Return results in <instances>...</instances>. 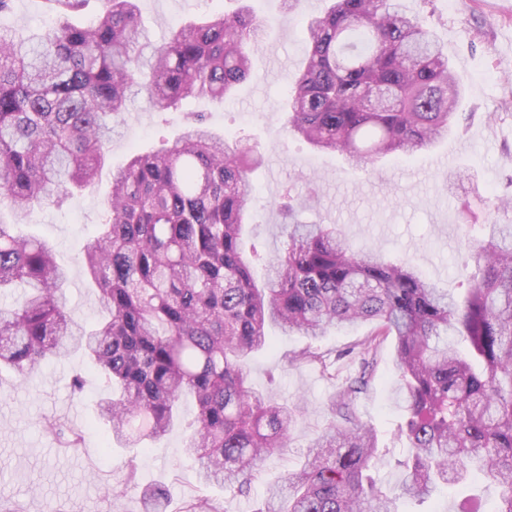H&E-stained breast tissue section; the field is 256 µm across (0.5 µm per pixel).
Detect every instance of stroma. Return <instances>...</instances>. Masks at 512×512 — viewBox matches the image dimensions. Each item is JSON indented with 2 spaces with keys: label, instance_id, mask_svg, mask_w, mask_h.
Listing matches in <instances>:
<instances>
[{
  "label": "stroma",
  "instance_id": "1",
  "mask_svg": "<svg viewBox=\"0 0 512 512\" xmlns=\"http://www.w3.org/2000/svg\"><path fill=\"white\" fill-rule=\"evenodd\" d=\"M448 51V59L465 87L459 110L463 119L447 138L408 157H388L353 169L333 151L312 149L286 136L282 105L304 51V25L327 0H300L286 11L281 0H249L258 17L273 18L258 43L249 77L232 100H188L176 112L150 109L143 97L128 104L112 136L107 165L94 186L60 205L37 207L18 230L49 241L69 274L67 297L72 316L93 323L98 296L78 256L104 222V199L112 172L123 166L133 148L170 146L193 112L206 113L216 131L252 147L248 171L254 187L246 237L261 257L283 249L286 237L276 203L284 193L314 196L308 222L339 225L358 249H377L389 259H409L428 280L459 293L457 250L464 232L460 204L476 193L512 195V0H404ZM141 19L152 41H166L178 22L215 13L233 15L238 0H140ZM57 18L54 0H12L0 13V25L26 36L42 32ZM370 329L369 324L330 329L317 341L283 334L269 327L270 346L252 354L250 384L280 401H304L305 415L291 434V446L268 458L249 495L213 484L201 487L197 464L185 452L186 426L195 412L192 398L182 402L183 421L161 440L147 443L135 457L136 483L114 497L121 484L129 449L113 445L97 418L95 396L101 379L88 371L81 354L45 365L32 380L19 381L0 371V512H144L143 487L163 484L171 491L167 512H184L200 494L223 503L226 512H254L266 489L297 469L309 444L331 418L329 397L336 385L354 375L358 364L344 352ZM331 352L330 372L318 364H295L294 352L307 346ZM393 343L380 350L373 379L354 403L358 419L374 427L378 438L375 475L390 487L403 473L395 460L403 453L396 438L403 413L395 404L397 368ZM85 380L73 392L75 374ZM56 421L82 435L79 448H67L46 431ZM474 496L482 512H493L498 490L480 477L437 492L425 502L404 501V512H456L460 499Z\"/></svg>",
  "mask_w": 512,
  "mask_h": 512
}]
</instances>
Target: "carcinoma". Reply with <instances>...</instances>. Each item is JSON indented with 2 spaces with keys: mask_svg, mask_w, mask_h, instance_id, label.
Returning <instances> with one entry per match:
<instances>
[{
  "mask_svg": "<svg viewBox=\"0 0 512 512\" xmlns=\"http://www.w3.org/2000/svg\"><path fill=\"white\" fill-rule=\"evenodd\" d=\"M56 25L18 38L0 31V206L18 217L89 187L104 167L129 96L174 111L189 98L222 102L251 69L263 22L241 4L233 16L178 25L152 45L139 0H101L95 22L71 20L85 0H56ZM308 18L301 71L286 100L287 134L352 166L409 155L458 125L463 89L448 53L401 0H329ZM239 142L202 120L172 145L135 151L112 173L106 219L82 265L106 315L93 327L67 310V270L44 239L0 219V366L25 379L71 351L106 384L97 401L111 436L133 451L165 436L183 396L195 401L186 453L202 486L250 490L261 464L289 447L302 415L252 389L248 358L267 327L317 339L370 323L348 350L373 367L392 338L411 448L393 488L372 475L374 430L351 410L366 373L335 388L332 420L301 466L268 488L255 512H400L440 485L478 472L512 512V224L465 236L462 299L408 260L357 251L336 224L288 225L286 247L266 259L245 247L254 186ZM48 433L69 448L80 436ZM147 512L167 492L141 491ZM185 512H224L204 495Z\"/></svg>",
  "mask_w": 512,
  "mask_h": 512,
  "instance_id": "carcinoma-1",
  "label": "carcinoma"
}]
</instances>
